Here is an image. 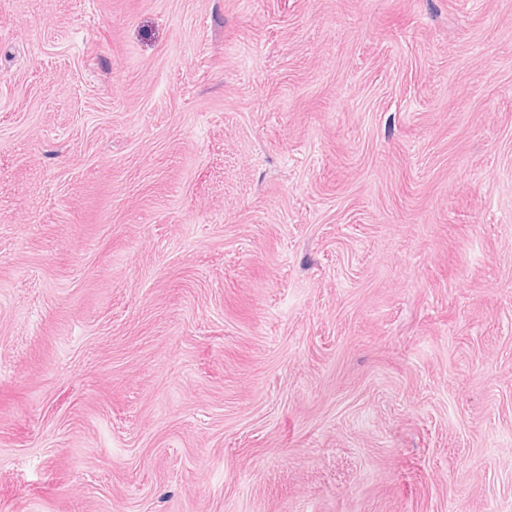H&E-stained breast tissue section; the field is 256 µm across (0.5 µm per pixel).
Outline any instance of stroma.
<instances>
[{
  "label": "stroma",
  "mask_w": 512,
  "mask_h": 512,
  "mask_svg": "<svg viewBox=\"0 0 512 512\" xmlns=\"http://www.w3.org/2000/svg\"><path fill=\"white\" fill-rule=\"evenodd\" d=\"M0 512H512V0H0Z\"/></svg>",
  "instance_id": "35a3bbf8"
}]
</instances>
